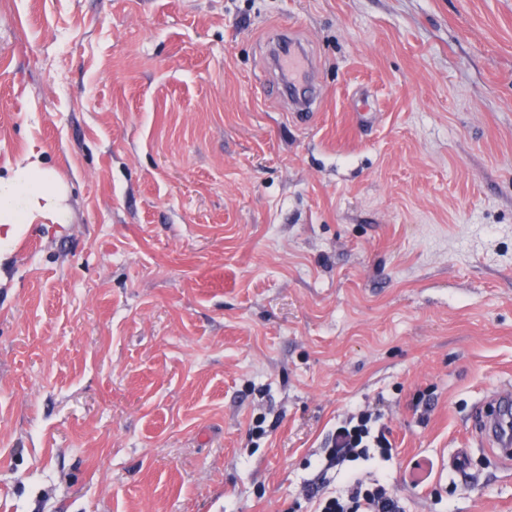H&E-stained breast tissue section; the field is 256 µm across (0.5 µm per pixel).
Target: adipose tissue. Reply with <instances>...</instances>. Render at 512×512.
I'll use <instances>...</instances> for the list:
<instances>
[{"mask_svg": "<svg viewBox=\"0 0 512 512\" xmlns=\"http://www.w3.org/2000/svg\"><path fill=\"white\" fill-rule=\"evenodd\" d=\"M66 219L54 175L39 151L29 150L0 176V253L36 221L62 224Z\"/></svg>", "mask_w": 512, "mask_h": 512, "instance_id": "1", "label": "adipose tissue"}]
</instances>
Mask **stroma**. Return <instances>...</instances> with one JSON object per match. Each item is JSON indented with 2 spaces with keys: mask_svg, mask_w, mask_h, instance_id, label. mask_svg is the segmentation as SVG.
<instances>
[{
  "mask_svg": "<svg viewBox=\"0 0 512 512\" xmlns=\"http://www.w3.org/2000/svg\"><path fill=\"white\" fill-rule=\"evenodd\" d=\"M32 148L67 221L0 254V512H315L359 407L403 512H512L470 423L512 380V0H0V173ZM282 69L288 71V75L293 78L296 88L301 87L307 82V75L311 64L308 58L302 52L291 53L280 60Z\"/></svg>",
  "mask_w": 512,
  "mask_h": 512,
  "instance_id": "stroma-1",
  "label": "stroma"
}]
</instances>
